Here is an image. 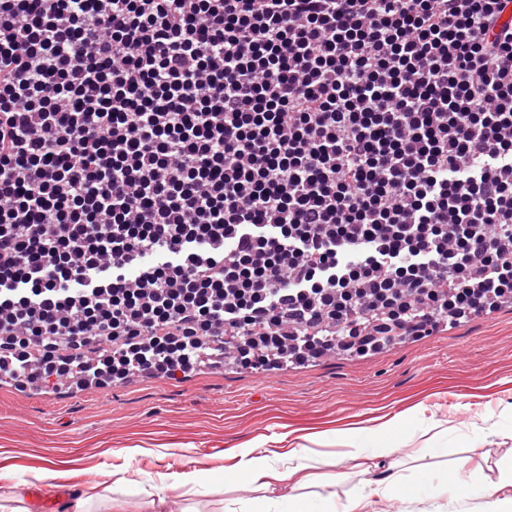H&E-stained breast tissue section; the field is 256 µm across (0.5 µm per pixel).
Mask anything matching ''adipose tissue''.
<instances>
[{
	"instance_id": "obj_1",
	"label": "adipose tissue",
	"mask_w": 512,
	"mask_h": 512,
	"mask_svg": "<svg viewBox=\"0 0 512 512\" xmlns=\"http://www.w3.org/2000/svg\"><path fill=\"white\" fill-rule=\"evenodd\" d=\"M237 457L231 473L242 477L251 490L257 491L254 512H364L370 496L379 493L411 500L450 493L463 502L483 499L487 512H512V496L506 493L507 487L512 486V471L495 483H474L461 479L460 474L466 469L461 461L454 467L458 480L428 487L407 480L402 471L396 470L375 482L367 493L351 496L339 505L330 491L335 484L333 475L316 472L309 448L297 440H289L288 449L282 454H262L248 444L239 448Z\"/></svg>"
}]
</instances>
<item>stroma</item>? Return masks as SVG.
I'll return each instance as SVG.
<instances>
[{"instance_id":"35a3bbf8","label":"stroma","mask_w":512,"mask_h":512,"mask_svg":"<svg viewBox=\"0 0 512 512\" xmlns=\"http://www.w3.org/2000/svg\"><path fill=\"white\" fill-rule=\"evenodd\" d=\"M512 415V305L406 338L376 353L333 352L302 365L252 372L238 366L199 369L185 380L130 377L107 387L58 390L51 399L0 385V494L24 481L22 503L37 507L35 473L47 460L65 462L52 512H73L75 492L99 481L100 469L126 471L129 486L96 512H153L151 480L171 471H213L231 466L233 449L245 443L278 450L279 435H309L350 427L368 428L375 417L400 415L415 431L390 454L369 461L367 477L353 475V461L330 442L312 445L328 470L348 473L336 485L337 502L363 491L393 468L414 479L446 476L456 459H469L480 480L498 482L512 465V439L484 442L475 431L486 414ZM438 426H429V418ZM446 438L442 455L423 444ZM141 448L135 460L127 451ZM254 494L231 479L222 497L191 495L178 501L186 512H250ZM482 500L459 503L445 494L425 501L373 497L367 512H484Z\"/></svg>"}]
</instances>
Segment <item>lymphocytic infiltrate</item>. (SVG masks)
Returning a JSON list of instances; mask_svg holds the SVG:
<instances>
[{
    "label": "lymphocytic infiltrate",
    "instance_id": "obj_1",
    "mask_svg": "<svg viewBox=\"0 0 512 512\" xmlns=\"http://www.w3.org/2000/svg\"><path fill=\"white\" fill-rule=\"evenodd\" d=\"M509 301L512 0H0V371L174 379L229 331L257 370Z\"/></svg>",
    "mask_w": 512,
    "mask_h": 512
}]
</instances>
